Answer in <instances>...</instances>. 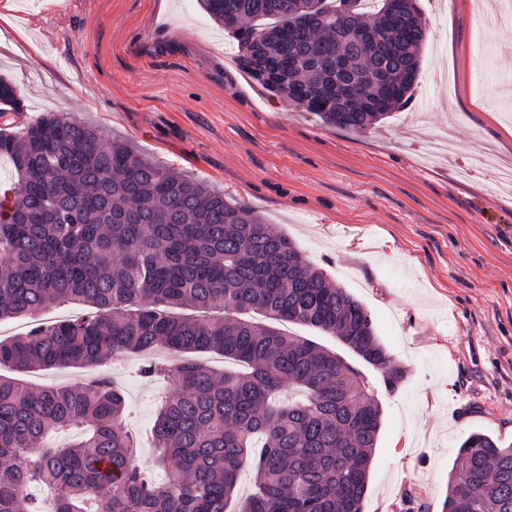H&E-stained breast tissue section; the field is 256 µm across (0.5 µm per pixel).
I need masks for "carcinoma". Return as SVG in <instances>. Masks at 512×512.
<instances>
[{
	"label": "carcinoma",
	"mask_w": 512,
	"mask_h": 512,
	"mask_svg": "<svg viewBox=\"0 0 512 512\" xmlns=\"http://www.w3.org/2000/svg\"><path fill=\"white\" fill-rule=\"evenodd\" d=\"M237 41L240 69L325 123L360 131L406 105L428 39L415 4L381 0H203ZM346 77L355 101L338 111ZM0 158L15 181L0 198V319L33 321L0 338V367H99L164 351L139 374L168 379L157 400L161 481L137 464L126 401L105 375L42 387L0 377V512H361L381 408L367 377L339 354L277 328L336 337L381 372L404 378L370 313L309 265L287 234L252 208L163 168L122 142L54 112L18 124V86L0 76ZM62 303L87 312L37 321ZM217 309L219 319L172 309ZM214 352L242 366L216 371ZM77 429L71 445L45 448ZM440 512H512V445L474 432L462 443ZM253 490L236 501L243 468Z\"/></svg>",
	"instance_id": "obj_1"
}]
</instances>
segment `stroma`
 <instances>
[{"mask_svg":"<svg viewBox=\"0 0 512 512\" xmlns=\"http://www.w3.org/2000/svg\"><path fill=\"white\" fill-rule=\"evenodd\" d=\"M429 37L411 101L361 131L329 126L242 71L198 0H0V74L21 120L57 112L255 208L347 288L404 372L377 391L382 426L363 512H439L461 443L512 444V22L481 0H416ZM140 358L108 375L145 434L163 381Z\"/></svg>","mask_w":512,"mask_h":512,"instance_id":"1","label":"stroma"}]
</instances>
